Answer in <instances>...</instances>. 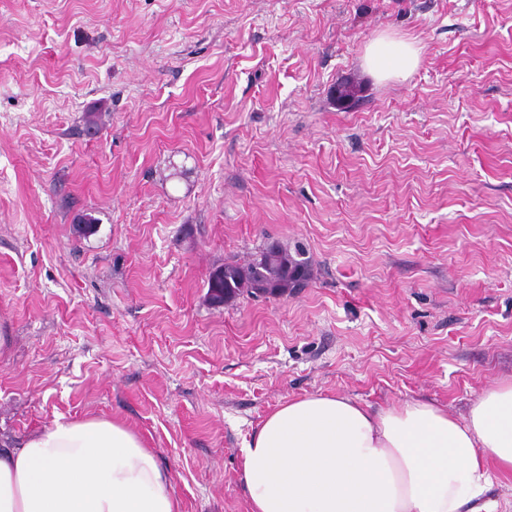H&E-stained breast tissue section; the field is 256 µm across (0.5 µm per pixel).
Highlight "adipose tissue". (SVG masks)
I'll list each match as a JSON object with an SVG mask.
<instances>
[{"instance_id":"adipose-tissue-1","label":"adipose tissue","mask_w":512,"mask_h":512,"mask_svg":"<svg viewBox=\"0 0 512 512\" xmlns=\"http://www.w3.org/2000/svg\"><path fill=\"white\" fill-rule=\"evenodd\" d=\"M366 63L405 77L415 48L381 37ZM512 477V382L455 418L416 399L375 407L342 395L280 403L243 450L249 512H493ZM0 512H181L171 474L117 420H58L0 448Z\"/></svg>"}]
</instances>
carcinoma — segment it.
I'll list each match as a JSON object with an SVG mask.
<instances>
[{"instance_id":"cac0c4a2","label":"carcinoma","mask_w":512,"mask_h":512,"mask_svg":"<svg viewBox=\"0 0 512 512\" xmlns=\"http://www.w3.org/2000/svg\"><path fill=\"white\" fill-rule=\"evenodd\" d=\"M272 253L277 255V259L266 270L267 276L263 280L257 275L254 260L245 266L226 262L215 267L208 280L209 297L212 303L220 305L244 294L272 298L284 297L296 288V282L309 281L312 275L310 263H305L298 271V275L290 279L288 269L294 264L293 254L278 245H271L262 249L259 255L266 258Z\"/></svg>"}]
</instances>
